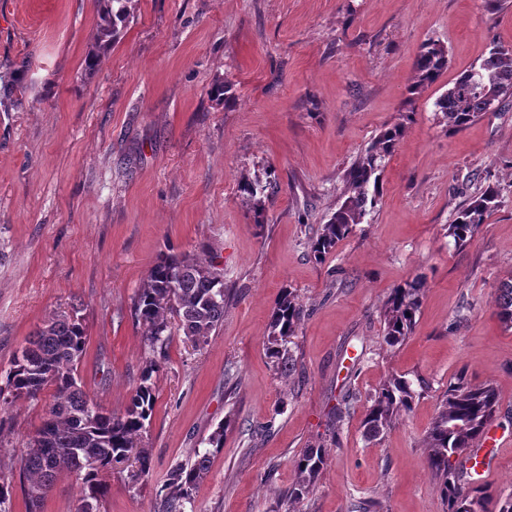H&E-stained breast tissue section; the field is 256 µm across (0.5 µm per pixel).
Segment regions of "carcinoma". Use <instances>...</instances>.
Returning <instances> with one entry per match:
<instances>
[{
	"instance_id": "obj_1",
	"label": "carcinoma",
	"mask_w": 512,
	"mask_h": 512,
	"mask_svg": "<svg viewBox=\"0 0 512 512\" xmlns=\"http://www.w3.org/2000/svg\"><path fill=\"white\" fill-rule=\"evenodd\" d=\"M98 22L94 42L86 55V67L93 71L101 54L120 39L135 9L136 0H97ZM448 70V49L430 40L417 56L409 95L422 93ZM512 97V48L499 41L489 45L479 65L461 71L452 87L435 102L446 124L463 128L485 112L498 110ZM402 121L382 129L354 162L346 177L345 199L332 214L311 245V259L323 262L338 242L378 204L382 191L381 171L404 137ZM240 190L262 207L268 184L243 177ZM501 203L499 185L479 183L470 202L458 208L448 236L457 246L472 240L481 224ZM424 284L408 281L388 295L383 308L384 342L395 347L409 337L421 307ZM498 317L512 328V279L496 289ZM135 315L144 342L152 351L167 346L172 330L195 344L207 342L211 333L224 323V281L212 270V261L186 254H163L148 272L134 297ZM305 316L303 304L293 291L285 289L277 298L268 324L266 352L277 371L291 375L295 359L288 348ZM87 345V333L73 313L49 317L31 336L20 356L13 361L0 388V413L16 400H34L47 388L54 389L41 426L29 438L18 456L23 485L25 512H43L45 498L63 473L80 480L78 512H99V501L107 493L103 475L131 459L138 464L134 477L149 474L150 459L137 442L151 419L156 403L153 375L160 370L154 358L145 361L139 384L132 389L129 405L121 414H112L93 403L78 385L76 373ZM419 393L413 383L398 375L387 377L366 397L362 421L368 442L381 439L399 419L411 412ZM498 406L494 384L473 385L462 375L449 381L438 412L425 437L427 466L448 504V512H512V493L493 496L465 492V454L485 435ZM212 452H196L191 463L176 466L170 473L162 499V512H185L193 493L210 468ZM327 459V449L307 448L296 461V482L288 495L289 512L309 494Z\"/></svg>"
}]
</instances>
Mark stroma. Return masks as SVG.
<instances>
[{
  "instance_id": "35a3bbf8",
  "label": "stroma",
  "mask_w": 512,
  "mask_h": 512,
  "mask_svg": "<svg viewBox=\"0 0 512 512\" xmlns=\"http://www.w3.org/2000/svg\"><path fill=\"white\" fill-rule=\"evenodd\" d=\"M95 0H0V385L33 332L77 311L83 390L120 413L151 350L133 303L166 251L210 252L224 274V322L196 346L171 336L139 446L147 477L106 475L100 512H155L169 474L216 428L192 512H288L295 461L330 453L298 512H447L424 437L448 383H494L499 406L481 455L491 494L512 492V329L494 291L512 278V99L461 129L434 103L492 39L512 47V0H138L95 72ZM449 50L443 77L410 99L420 46ZM231 82L232 103L212 98ZM413 107L385 162L382 196L325 262L310 241L343 200L371 140ZM490 174L502 203L466 246L447 228L468 179ZM276 181L257 209L241 177ZM425 286L413 334L384 341L383 304ZM294 290L306 316L291 377L266 354L271 310ZM423 380L381 440L363 403L333 434L337 403L389 375ZM52 399L0 417V484L25 512L17 457Z\"/></svg>"
}]
</instances>
